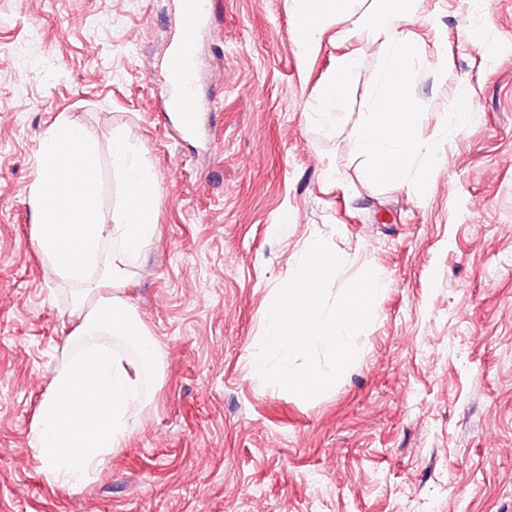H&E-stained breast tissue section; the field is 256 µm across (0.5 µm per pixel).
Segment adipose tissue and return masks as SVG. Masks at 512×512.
<instances>
[{"label":"adipose tissue","instance_id":"1","mask_svg":"<svg viewBox=\"0 0 512 512\" xmlns=\"http://www.w3.org/2000/svg\"><path fill=\"white\" fill-rule=\"evenodd\" d=\"M362 0H297L294 29L304 55L315 53L326 27L351 19ZM358 65L351 50L333 58L309 114L314 125L335 124L337 107ZM112 165L122 178L111 223L100 211V155L80 126L56 120L40 151V174L30 191L35 245L58 278L75 290L80 322L74 352L53 371L31 427L29 446L51 483L87 484L119 451L129 419L144 404L143 379L155 375L160 354L151 333L121 295L130 264L157 234L156 180L135 160L127 134H113Z\"/></svg>","mask_w":512,"mask_h":512}]
</instances>
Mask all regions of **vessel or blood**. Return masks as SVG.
<instances>
[{
	"mask_svg": "<svg viewBox=\"0 0 512 512\" xmlns=\"http://www.w3.org/2000/svg\"><path fill=\"white\" fill-rule=\"evenodd\" d=\"M214 0H175L174 42L166 60V109L189 135L197 134L211 105L198 92L200 47L214 23Z\"/></svg>",
	"mask_w": 512,
	"mask_h": 512,
	"instance_id": "b4317fda",
	"label": "vessel or blood"
}]
</instances>
